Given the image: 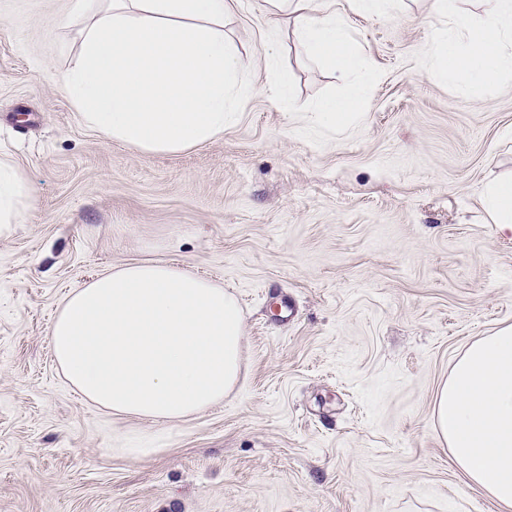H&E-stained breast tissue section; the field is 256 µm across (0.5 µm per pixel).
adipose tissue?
Listing matches in <instances>:
<instances>
[{"label":"adipose tissue","instance_id":"obj_1","mask_svg":"<svg viewBox=\"0 0 512 512\" xmlns=\"http://www.w3.org/2000/svg\"><path fill=\"white\" fill-rule=\"evenodd\" d=\"M287 14L310 53L353 72L345 26L320 0H266ZM472 28L453 0L435 43L438 77L473 89L512 70V0H482ZM233 0H101L61 91L81 120L144 153H175L224 135L243 72L224 33ZM32 189L0 163V224L15 223ZM243 321L235 298L180 266L127 264L73 289L51 344L69 383L96 405L157 424L223 402L240 372ZM435 431L468 484L512 512V326L472 342L434 402Z\"/></svg>","mask_w":512,"mask_h":512}]
</instances>
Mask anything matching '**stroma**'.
<instances>
[{
    "mask_svg": "<svg viewBox=\"0 0 512 512\" xmlns=\"http://www.w3.org/2000/svg\"><path fill=\"white\" fill-rule=\"evenodd\" d=\"M334 2L373 70L359 116L309 122L349 78L289 20L270 27L265 0H238L236 119L147 154L57 87L88 16L0 0V159L34 188L0 228V512H500L452 462L434 397L471 342L512 325V231L482 204L512 176V73L473 91L433 78V0ZM139 261L241 309L239 386L175 423L84 399L49 341L72 289Z\"/></svg>",
    "mask_w": 512,
    "mask_h": 512,
    "instance_id": "1",
    "label": "stroma"
}]
</instances>
